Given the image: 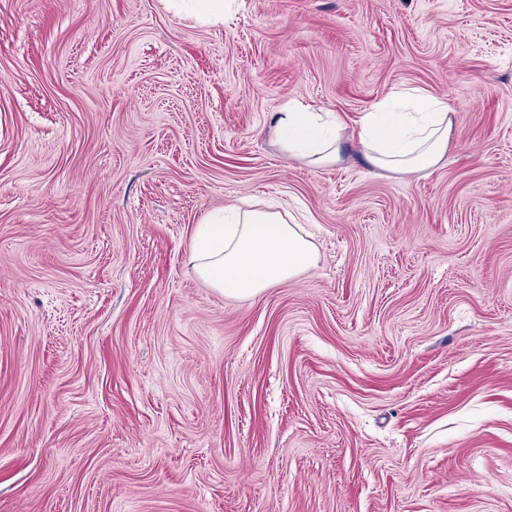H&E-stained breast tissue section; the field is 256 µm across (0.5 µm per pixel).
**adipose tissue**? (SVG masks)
<instances>
[{"mask_svg": "<svg viewBox=\"0 0 512 512\" xmlns=\"http://www.w3.org/2000/svg\"><path fill=\"white\" fill-rule=\"evenodd\" d=\"M453 131L446 101L408 88L364 116L359 139L371 167L408 174L437 167ZM269 135L291 157L321 167L340 159L344 128L329 114L291 101L276 113ZM190 263L224 295L253 298L314 266L316 256L310 241L279 211L227 205L200 225Z\"/></svg>", "mask_w": 512, "mask_h": 512, "instance_id": "ef3b65f1", "label": "adipose tissue"}]
</instances>
